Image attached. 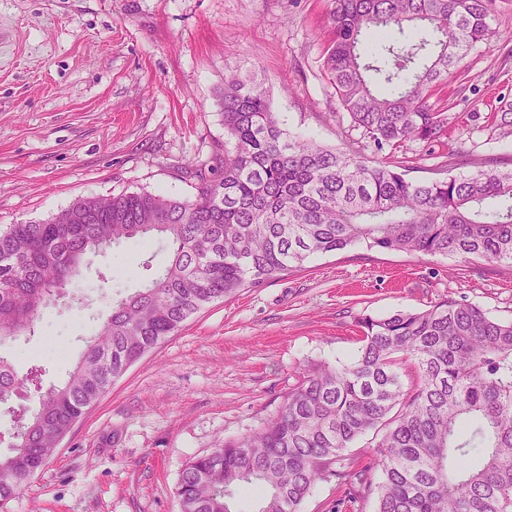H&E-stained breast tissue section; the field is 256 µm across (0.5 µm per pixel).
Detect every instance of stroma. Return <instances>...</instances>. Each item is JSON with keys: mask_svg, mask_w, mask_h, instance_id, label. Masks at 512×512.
I'll use <instances>...</instances> for the list:
<instances>
[{"mask_svg": "<svg viewBox=\"0 0 512 512\" xmlns=\"http://www.w3.org/2000/svg\"><path fill=\"white\" fill-rule=\"evenodd\" d=\"M331 0H0V230L41 222L80 197L148 191L193 197L189 161L224 151L225 75L264 78L294 137L403 162L408 178L512 169V56L476 44L457 63L456 126L442 143L376 148L353 127L323 68ZM466 154H457L458 145ZM158 238L88 256L34 335L0 346L19 374L65 382L119 293L168 266ZM512 321V264L353 248L242 289L188 318L80 418L10 512H180L185 464L276 415L296 375L352 360L365 315L421 311L443 298ZM336 480L302 512H374Z\"/></svg>", "mask_w": 512, "mask_h": 512, "instance_id": "1", "label": "stroma"}]
</instances>
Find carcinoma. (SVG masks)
<instances>
[{"label":"carcinoma","mask_w":512,"mask_h":512,"mask_svg":"<svg viewBox=\"0 0 512 512\" xmlns=\"http://www.w3.org/2000/svg\"><path fill=\"white\" fill-rule=\"evenodd\" d=\"M494 0H333L324 68L354 127L377 148L441 142L448 113L430 100L478 43L512 52L491 27ZM224 153L187 164L193 199L147 191L81 197L44 222L0 231V344L35 332L56 287L90 254L159 236L172 260L148 285L112 300L68 379L39 393L35 413L9 406L40 381L0 354V405L13 415L0 455V512L55 453L112 382L207 305L315 254L363 247L512 264V170L412 180L387 161L291 137L264 80L225 76ZM361 346L339 365L302 371L259 430L189 461L181 512H229L244 484L266 489L258 512H301L329 478L375 512H512V322L445 299L422 311L358 320ZM410 361L404 388L399 365ZM380 435L372 466L346 451ZM379 472L373 477V472Z\"/></svg>","instance_id":"cac0c4a2"}]
</instances>
